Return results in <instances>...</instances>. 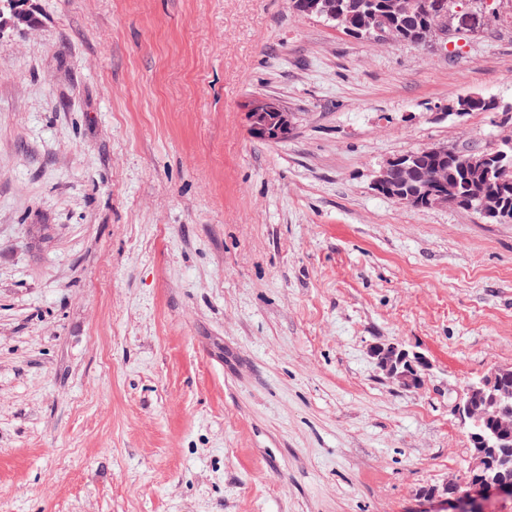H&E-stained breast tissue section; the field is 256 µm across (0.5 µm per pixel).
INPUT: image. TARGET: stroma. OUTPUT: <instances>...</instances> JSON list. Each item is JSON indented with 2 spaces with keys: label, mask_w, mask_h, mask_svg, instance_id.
Listing matches in <instances>:
<instances>
[{
  "label": "stroma",
  "mask_w": 512,
  "mask_h": 512,
  "mask_svg": "<svg viewBox=\"0 0 512 512\" xmlns=\"http://www.w3.org/2000/svg\"><path fill=\"white\" fill-rule=\"evenodd\" d=\"M31 8L0 36V512H419L464 479L456 403L512 367V222L372 179L496 143L512 0L423 45L288 0ZM466 94L497 111L449 116ZM260 96L287 139L252 135ZM248 117L251 130L266 140H277L291 129L293 116L285 111L279 99L257 97L252 101ZM373 355L392 383L404 389H415L422 384V371L427 367V360L422 354L388 345L376 347Z\"/></svg>",
  "instance_id": "1"
}]
</instances>
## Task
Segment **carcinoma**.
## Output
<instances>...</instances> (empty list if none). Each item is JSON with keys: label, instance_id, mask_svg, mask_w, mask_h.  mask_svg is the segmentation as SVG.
<instances>
[{"label": "carcinoma", "instance_id": "1", "mask_svg": "<svg viewBox=\"0 0 512 512\" xmlns=\"http://www.w3.org/2000/svg\"><path fill=\"white\" fill-rule=\"evenodd\" d=\"M497 0H336V9L343 16V26L354 37L371 39L374 30L366 12L383 17L385 30L398 41L421 44L432 37L436 28L458 29L456 22L471 12L494 16ZM496 105L482 96L471 95L457 99L448 106L450 112H493ZM448 169V204L469 210L474 194L487 199L493 212L483 216L489 224H500L512 216V145L451 149L448 158L441 160L423 156L419 173L437 171L440 165Z\"/></svg>", "mask_w": 512, "mask_h": 512}]
</instances>
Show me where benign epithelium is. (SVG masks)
<instances>
[{
	"label": "benign epithelium",
	"instance_id": "1",
	"mask_svg": "<svg viewBox=\"0 0 512 512\" xmlns=\"http://www.w3.org/2000/svg\"><path fill=\"white\" fill-rule=\"evenodd\" d=\"M30 0H3L0 16V35L8 28L35 25ZM334 0H304L308 15L336 20ZM248 117L252 132L274 141L291 128L293 116L285 111L279 99L257 97L252 101ZM419 158L404 155L386 161L375 173L374 190L405 204L420 203L431 207L448 204V178L439 173L430 182L416 177ZM418 183H412L413 178ZM379 368L394 384L415 389L423 382L422 371L426 358L395 345L378 346L373 350ZM462 421L468 424L475 445L468 472L472 476L469 491L457 492L458 483L448 482L442 491H431L423 497L433 503V512H480L479 504L491 498H512V479L492 473L493 462L506 448L512 446V369L503 368L468 383L457 404Z\"/></svg>",
	"mask_w": 512,
	"mask_h": 512
}]
</instances>
